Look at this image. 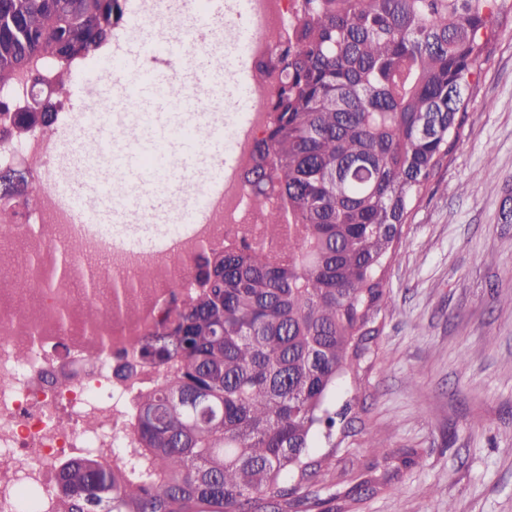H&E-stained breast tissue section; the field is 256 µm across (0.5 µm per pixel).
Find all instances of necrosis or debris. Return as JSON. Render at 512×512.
Instances as JSON below:
<instances>
[{
  "instance_id": "obj_1",
  "label": "necrosis or debris",
  "mask_w": 512,
  "mask_h": 512,
  "mask_svg": "<svg viewBox=\"0 0 512 512\" xmlns=\"http://www.w3.org/2000/svg\"><path fill=\"white\" fill-rule=\"evenodd\" d=\"M211 0H121L114 27L122 36L131 27H149L158 40L177 42L223 62L236 98L205 100L202 120L224 128L225 155L236 165L219 192L205 194V179L187 183L175 198L178 212H198L194 224H175L158 239H130L120 250L106 235L83 231L81 213L62 208L54 185L77 178L58 162L61 141L86 146L85 117L98 99L93 89L72 94L85 67L58 73L43 64L39 80L21 77L0 85V109L12 112L22 100L46 88H63L56 98V122L23 134L0 124V171L25 176L13 194L0 195V269L23 281V288H0V454L13 460L0 470V512H56L54 473L64 457L93 455L112 464L137 445L130 408L134 395L154 387L168 372L149 364L134 378L117 374L133 361L140 339L167 312L186 302L200 284L199 261L225 243L270 246L265 214L253 211L242 181L255 144L270 121V99L281 75L268 60L299 18L301 0H224V18L204 23ZM70 261L66 279L43 285L42 268L55 259ZM149 267L152 277L139 283L122 306L110 307L106 282L134 276ZM104 319L107 346H100L87 325L96 313ZM104 348L103 358L86 366V352ZM75 369L66 382L50 379L60 366Z\"/></svg>"
}]
</instances>
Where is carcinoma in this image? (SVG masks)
I'll return each instance as SVG.
<instances>
[{
	"label": "carcinoma",
	"instance_id": "cac0c4a2",
	"mask_svg": "<svg viewBox=\"0 0 512 512\" xmlns=\"http://www.w3.org/2000/svg\"><path fill=\"white\" fill-rule=\"evenodd\" d=\"M120 0H0V84L66 70L112 37ZM512 0H303L269 65L284 74L246 173L279 201L273 249L204 257L199 291L134 348L171 365L137 396L123 465L60 462L58 512H345L372 463L322 498L320 434L391 297L382 276L413 203L460 138L473 77Z\"/></svg>",
	"mask_w": 512,
	"mask_h": 512
}]
</instances>
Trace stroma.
<instances>
[{"instance_id": "35a3bbf8", "label": "stroma", "mask_w": 512, "mask_h": 512, "mask_svg": "<svg viewBox=\"0 0 512 512\" xmlns=\"http://www.w3.org/2000/svg\"><path fill=\"white\" fill-rule=\"evenodd\" d=\"M456 147L403 229L385 277L391 307L362 385L344 377L348 438L325 494L368 466V436L403 469L353 512H512V25L500 26Z\"/></svg>"}]
</instances>
